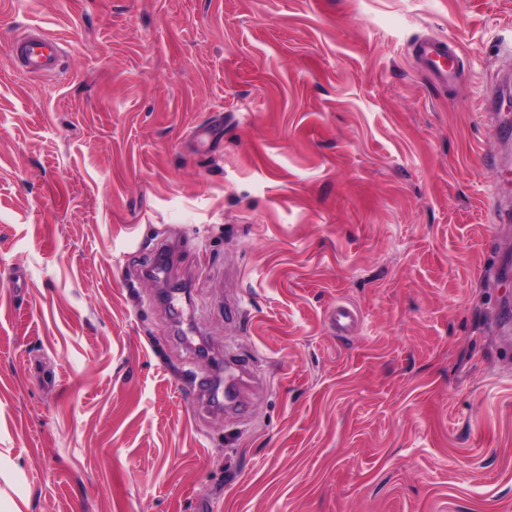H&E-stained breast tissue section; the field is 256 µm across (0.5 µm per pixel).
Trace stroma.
Segmentation results:
<instances>
[{
    "label": "stroma",
    "mask_w": 512,
    "mask_h": 512,
    "mask_svg": "<svg viewBox=\"0 0 512 512\" xmlns=\"http://www.w3.org/2000/svg\"><path fill=\"white\" fill-rule=\"evenodd\" d=\"M504 73L512 0H0V512H512ZM168 281L242 411L191 405ZM9 50L28 73L55 69L64 51L54 38L45 34L15 40ZM414 50L434 80L443 84L454 80L458 54L448 43L436 38H426L417 42ZM330 321L336 332L342 336L354 331L360 322L357 310L347 304H336V308L331 312Z\"/></svg>",
    "instance_id": "stroma-1"
}]
</instances>
